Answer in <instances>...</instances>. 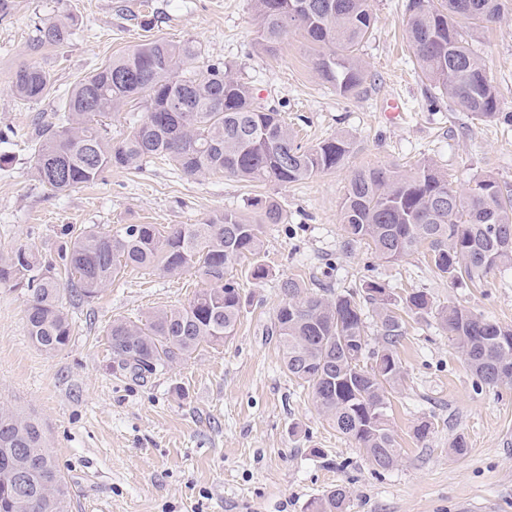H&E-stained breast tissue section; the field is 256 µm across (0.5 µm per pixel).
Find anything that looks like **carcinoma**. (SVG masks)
<instances>
[{"label": "carcinoma", "mask_w": 512, "mask_h": 512, "mask_svg": "<svg viewBox=\"0 0 512 512\" xmlns=\"http://www.w3.org/2000/svg\"><path fill=\"white\" fill-rule=\"evenodd\" d=\"M253 10L265 50L299 33L313 47L315 71L336 93L350 95L367 83L370 74L358 52L375 24L368 0H253ZM509 10L512 0H407V38L421 77L448 106L512 123V112L503 111L468 41L471 29L495 24ZM75 26L71 16L43 20L36 46H66ZM199 56L189 39L149 41L78 81L37 130L30 161L35 179L63 194L96 181L107 168L137 170L166 159L189 177L221 173L285 186L344 163L345 139L298 143L279 110L257 102L232 65L200 63ZM52 88L50 72L37 63L21 65L10 81L13 95L30 103L42 101ZM137 99L146 103L143 119L122 140L112 141L106 120ZM248 206L258 211V222L226 211L204 224L171 228L123 224L102 232L69 226L55 260L28 243L0 252V287L27 296L28 334L51 357L70 341L69 307L93 301L125 271L199 278L203 288L187 304L157 308L137 322L116 318L109 325L113 373L145 380L234 335L243 308L235 266L247 260V275L266 279L264 229L284 221L272 196L252 199ZM341 218L346 247L364 244L387 262L424 247L432 270L453 285L485 280L512 266V190L491 175L474 177L460 191L429 160L404 174L360 167L350 174ZM279 288L282 301L271 335L277 336L284 370L311 390L330 427L378 468H392L401 459L388 410L391 392L402 384L395 351L405 335L402 313L436 314L482 384L512 383L499 374L502 365L512 366V324L453 303L437 306L423 290L397 301L375 281L330 298L292 277L281 279ZM374 335L376 349L370 348ZM70 504L68 484L41 424L1 405L0 512H70ZM310 509L346 512L347 492L331 489Z\"/></svg>", "instance_id": "cac0c4a2"}]
</instances>
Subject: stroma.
I'll list each match as a JSON object with an SVG mask.
<instances>
[{"label":"stroma","mask_w":512,"mask_h":512,"mask_svg":"<svg viewBox=\"0 0 512 512\" xmlns=\"http://www.w3.org/2000/svg\"><path fill=\"white\" fill-rule=\"evenodd\" d=\"M405 3L369 0L375 29L361 58L372 78L349 97L319 78L300 34L276 52L262 49L252 0H13L0 18V251L29 243L56 253L68 226L202 224L227 211L254 220L255 197H275L286 217L264 233L268 277L239 278L244 305L234 336L144 383L113 375L109 324L186 304L198 279L124 275L101 298L72 308L71 340L52 357L27 336L24 296L0 288V403L42 423L72 512H309L313 499L338 486L348 492L347 512H512V384L482 385L434 316L409 318L396 347L404 380L390 397L391 425L401 460L390 470L373 467L319 415L308 389L283 371L268 333L287 276L321 281L332 296L369 280L395 298L419 288L437 305L512 324V267L481 288L453 286L434 275L424 251L388 262L366 247H344L340 203L352 169L404 172L428 159L460 189L480 174L512 185V129L444 102L429 108L430 86L406 41ZM63 11L78 19L71 43L33 50L40 21ZM187 38L201 60L233 64L301 143L348 140L343 166L287 186L194 179L164 161L109 169L65 194L35 180V129L66 90L142 41ZM469 41L512 112V13L473 30ZM33 62L53 78L36 104L9 90L13 71ZM390 97L404 107L393 121L381 110ZM424 421L432 432L420 441L414 430ZM460 436L469 448L463 456L452 450Z\"/></svg>","instance_id":"stroma-1"}]
</instances>
